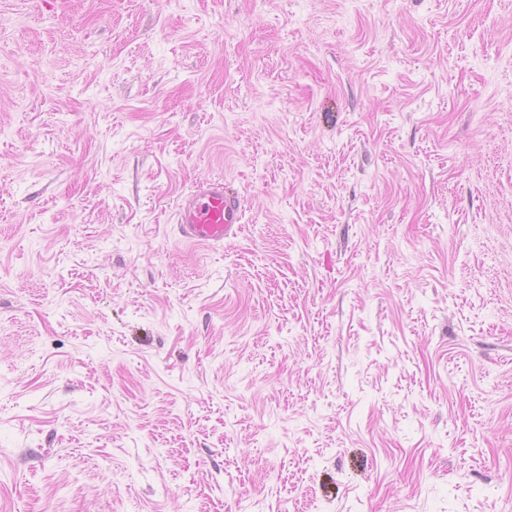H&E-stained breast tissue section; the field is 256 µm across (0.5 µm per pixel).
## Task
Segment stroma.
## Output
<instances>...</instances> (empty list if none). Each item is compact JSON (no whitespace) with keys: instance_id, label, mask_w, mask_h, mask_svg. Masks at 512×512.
<instances>
[{"instance_id":"35a3bbf8","label":"stroma","mask_w":512,"mask_h":512,"mask_svg":"<svg viewBox=\"0 0 512 512\" xmlns=\"http://www.w3.org/2000/svg\"><path fill=\"white\" fill-rule=\"evenodd\" d=\"M0 512H512V0H0ZM176 215L185 241L211 245L238 235L243 208L238 193L224 181H206L180 200Z\"/></svg>"}]
</instances>
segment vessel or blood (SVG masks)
<instances>
[{"instance_id": "b4317fda", "label": "vessel or blood", "mask_w": 512, "mask_h": 512, "mask_svg": "<svg viewBox=\"0 0 512 512\" xmlns=\"http://www.w3.org/2000/svg\"><path fill=\"white\" fill-rule=\"evenodd\" d=\"M242 217L238 193L224 182L206 181L181 199L177 209V229L185 241L217 244L238 235Z\"/></svg>"}]
</instances>
